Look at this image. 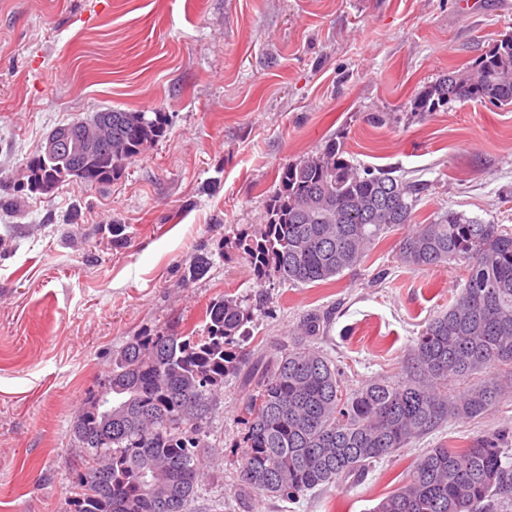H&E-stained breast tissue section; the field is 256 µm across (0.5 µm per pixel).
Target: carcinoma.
I'll use <instances>...</instances> for the list:
<instances>
[{"label": "carcinoma", "mask_w": 512, "mask_h": 512, "mask_svg": "<svg viewBox=\"0 0 512 512\" xmlns=\"http://www.w3.org/2000/svg\"><path fill=\"white\" fill-rule=\"evenodd\" d=\"M512 104V35L473 65L448 73L413 100L415 111L437 112L452 101ZM112 145L87 162L94 186L119 176L126 160L162 137L166 118L107 109ZM33 154L28 183L70 179ZM268 219L238 242L259 282L291 285L331 282L356 268L387 230L413 223L421 191L393 171L360 170L334 140L316 155L282 165ZM397 256L410 269L467 263L455 301L434 316L411 347L398 381L373 380L347 390L340 367L310 346L324 317L300 319L293 345L270 366L250 375L244 410L247 431L240 492L296 500L339 479L363 476L375 462L419 441L450 420H475L512 401V231L481 224L457 212L419 224L399 242ZM201 339L167 331L137 336L113 359L112 370L89 393L72 424L85 449L75 512H190L204 478L201 424L224 379L241 370L232 351L247 335L249 309L234 298L210 305ZM488 366L500 373L472 384ZM465 383L459 388L457 384ZM112 398V428L103 427V404ZM505 435L475 439L463 450L430 448L407 480L373 512H487L492 501H512V468L503 465Z\"/></svg>", "instance_id": "1"}]
</instances>
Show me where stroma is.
Masks as SVG:
<instances>
[{"label":"stroma","mask_w":512,"mask_h":512,"mask_svg":"<svg viewBox=\"0 0 512 512\" xmlns=\"http://www.w3.org/2000/svg\"><path fill=\"white\" fill-rule=\"evenodd\" d=\"M512 35V0H0V512H74L84 455L71 424L112 359L158 330L201 336L223 297L252 312L233 345L268 363L301 317L348 388L400 380L409 349L466 281L464 263L400 264L403 227L335 282H258L240 237L267 220L286 163L336 140L358 168L423 184L426 224L456 211L512 228V106L413 99ZM167 116L111 182L30 192L55 128L106 109ZM210 260L190 277L195 257ZM248 388L230 376L203 424L192 512H372L437 446L512 433V402L448 421L360 481L294 501L238 491Z\"/></svg>","instance_id":"stroma-1"}]
</instances>
